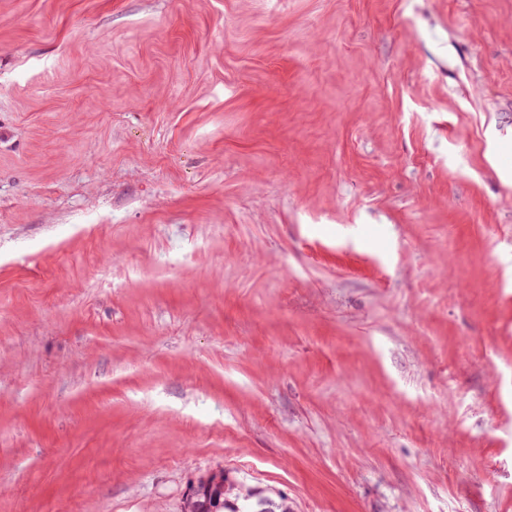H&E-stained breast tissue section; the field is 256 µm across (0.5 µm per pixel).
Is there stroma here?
<instances>
[{"label":"stroma","instance_id":"35a3bbf8","mask_svg":"<svg viewBox=\"0 0 512 512\" xmlns=\"http://www.w3.org/2000/svg\"><path fill=\"white\" fill-rule=\"evenodd\" d=\"M512 512V0H0V512ZM235 483L230 479L227 472L223 469H218L211 472L208 476L203 478L202 480H197L189 484L187 488L185 500L192 503L194 509L192 512H208V496L215 492H220L225 494L230 485H234ZM205 496V501L201 502L199 500H195L200 496ZM211 508L213 512H260L264 505L252 496L250 489L238 486L212 503Z\"/></svg>","mask_w":512,"mask_h":512}]
</instances>
